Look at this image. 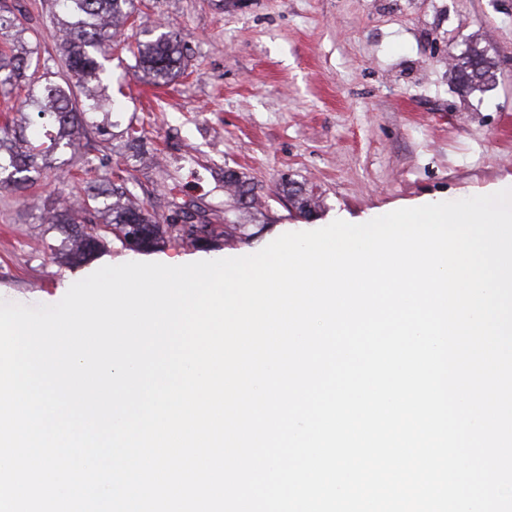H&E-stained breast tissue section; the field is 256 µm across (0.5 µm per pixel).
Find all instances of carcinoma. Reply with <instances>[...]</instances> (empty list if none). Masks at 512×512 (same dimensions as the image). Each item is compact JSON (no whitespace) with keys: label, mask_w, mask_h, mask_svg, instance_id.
<instances>
[{"label":"carcinoma","mask_w":512,"mask_h":512,"mask_svg":"<svg viewBox=\"0 0 512 512\" xmlns=\"http://www.w3.org/2000/svg\"><path fill=\"white\" fill-rule=\"evenodd\" d=\"M131 5L132 0H52V23L61 34L68 75L62 83H40L28 73L38 47L26 46L21 32H16L10 46L0 48V89L8 94L24 92L22 105L30 112V138L24 140V146L16 150L0 140L1 189H25L48 170L62 174L66 165L62 156L83 147L80 130H99L109 122L111 113L100 112V101L83 91V83L92 78L103 81L105 62L120 40ZM183 49L182 39L168 32L141 42L134 54V73H143L154 85L165 84L180 71ZM448 81L469 96L482 95L494 86L495 65L486 57L479 36L470 40L465 54L455 58ZM85 213L101 223L67 237V243L84 258L98 250L101 232L106 229L131 250L154 245L163 233L190 242L220 237L212 224L201 225L200 234L194 235L176 224L161 223L123 178L105 187L90 183L79 206L66 198L61 208L40 213L38 220L42 224H79Z\"/></svg>","instance_id":"1"}]
</instances>
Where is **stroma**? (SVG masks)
Segmentation results:
<instances>
[{
    "instance_id": "35a3bbf8",
    "label": "stroma",
    "mask_w": 512,
    "mask_h": 512,
    "mask_svg": "<svg viewBox=\"0 0 512 512\" xmlns=\"http://www.w3.org/2000/svg\"><path fill=\"white\" fill-rule=\"evenodd\" d=\"M50 6L0 0V13L26 15L41 72L56 74ZM158 26L182 36L181 73L155 86L115 52L102 93L113 124L90 131L94 152L71 155L69 180L50 172L0 189V299L52 305L105 265L251 255L288 232L487 195L512 179V0H134L122 31L133 43ZM477 33L497 82L465 97L448 58ZM130 124L142 136L134 149ZM120 170L162 221L188 212L223 237L133 252L110 234L72 261L62 252L71 227L37 223L39 211ZM230 170L253 200L228 193ZM293 191L311 197L309 210Z\"/></svg>"
}]
</instances>
